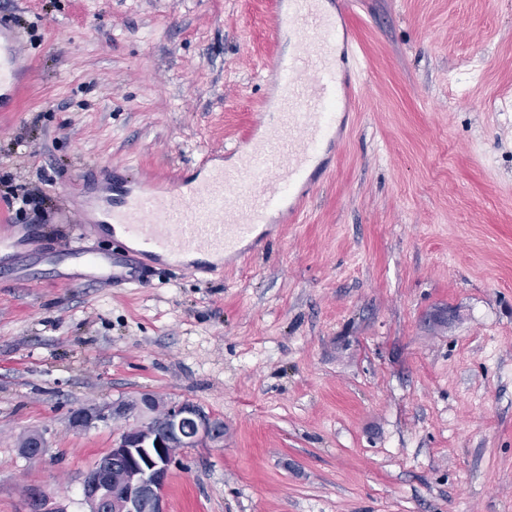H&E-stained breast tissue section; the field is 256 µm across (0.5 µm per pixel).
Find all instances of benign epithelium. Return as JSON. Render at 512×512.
I'll use <instances>...</instances> for the list:
<instances>
[{"label":"benign epithelium","mask_w":512,"mask_h":512,"mask_svg":"<svg viewBox=\"0 0 512 512\" xmlns=\"http://www.w3.org/2000/svg\"><path fill=\"white\" fill-rule=\"evenodd\" d=\"M109 417H134L111 450L117 467L94 468L83 496L88 512H164L163 490L178 455L224 437V421L188 401L159 404L146 393L135 402H118L95 412L72 413L73 428L86 429ZM28 512H66L37 492L28 494Z\"/></svg>","instance_id":"benign-epithelium-1"}]
</instances>
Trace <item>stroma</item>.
I'll return each mask as SVG.
<instances>
[{
  "label": "stroma",
  "instance_id": "1",
  "mask_svg": "<svg viewBox=\"0 0 512 512\" xmlns=\"http://www.w3.org/2000/svg\"><path fill=\"white\" fill-rule=\"evenodd\" d=\"M276 2L0 0L30 70L0 112V230L116 252L76 222L102 167L231 163ZM340 36L358 92L332 170L248 260L111 288L0 254V512L31 489L87 512L125 423L70 416L145 393L224 421L165 512H512V0H358ZM34 187L40 209L11 204Z\"/></svg>",
  "mask_w": 512,
  "mask_h": 512
}]
</instances>
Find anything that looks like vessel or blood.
<instances>
[{
	"label": "vessel or blood",
	"mask_w": 512,
	"mask_h": 512,
	"mask_svg": "<svg viewBox=\"0 0 512 512\" xmlns=\"http://www.w3.org/2000/svg\"><path fill=\"white\" fill-rule=\"evenodd\" d=\"M288 0L276 6L273 34L287 33L288 52L269 59L272 107L260 110L255 129L234 150L232 167L215 165L198 177L161 184L135 178L107 201L89 228L119 230L126 252H94L71 246L67 256L103 285L137 281L150 264L183 266L187 255L244 257V242H262L270 218L297 217L305 207L323 152L336 141V116L355 96L339 70L337 14L354 0ZM29 69L15 30L0 25V112L14 107Z\"/></svg>",
	"instance_id": "vessel-or-blood-1"
}]
</instances>
